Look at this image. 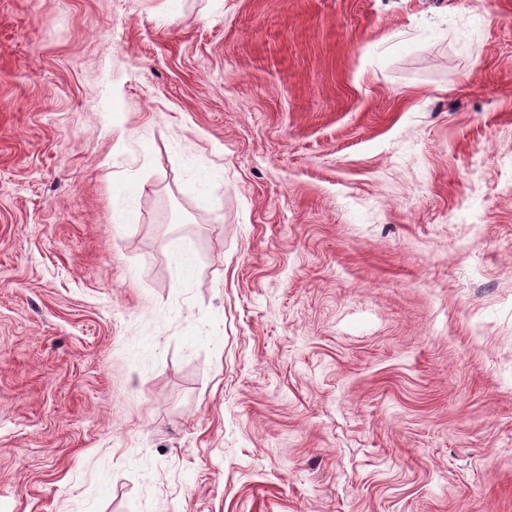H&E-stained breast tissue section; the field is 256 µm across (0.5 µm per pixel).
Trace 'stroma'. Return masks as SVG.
Here are the masks:
<instances>
[{
	"instance_id": "stroma-1",
	"label": "stroma",
	"mask_w": 512,
	"mask_h": 512,
	"mask_svg": "<svg viewBox=\"0 0 512 512\" xmlns=\"http://www.w3.org/2000/svg\"><path fill=\"white\" fill-rule=\"evenodd\" d=\"M0 512H512V0H0Z\"/></svg>"
}]
</instances>
